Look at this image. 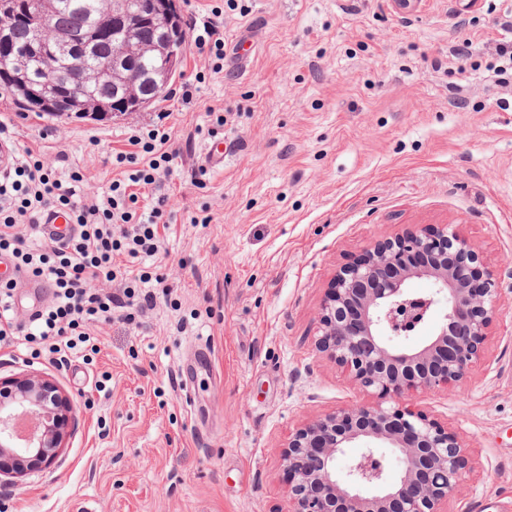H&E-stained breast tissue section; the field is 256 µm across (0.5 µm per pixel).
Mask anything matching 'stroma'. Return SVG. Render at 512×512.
Instances as JSON below:
<instances>
[{
    "mask_svg": "<svg viewBox=\"0 0 512 512\" xmlns=\"http://www.w3.org/2000/svg\"><path fill=\"white\" fill-rule=\"evenodd\" d=\"M186 43L166 94L109 121L22 110L0 88V122L79 196L103 198L132 132H164L174 157L149 204L172 225L163 275L133 324L95 327L91 363L29 365L0 349V378L34 370L78 402L54 465L0 484L7 512H286L280 454L302 423L370 394L315 348L340 266L379 236L455 225L499 278L484 355L462 385L405 403L458 432L468 460L443 512H512V85L488 66L512 0H178ZM218 21L222 70L195 37ZM471 39L466 72L428 58ZM224 116L214 125L210 114ZM224 141V168L201 167ZM210 223H203V216ZM211 351L196 364L193 352Z\"/></svg>",
    "mask_w": 512,
    "mask_h": 512,
    "instance_id": "obj_1",
    "label": "stroma"
}]
</instances>
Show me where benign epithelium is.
<instances>
[{"label":"benign epithelium","mask_w":512,"mask_h":512,"mask_svg":"<svg viewBox=\"0 0 512 512\" xmlns=\"http://www.w3.org/2000/svg\"><path fill=\"white\" fill-rule=\"evenodd\" d=\"M110 38L108 50L96 45ZM185 33L176 0H144L132 13L127 0H97L94 24L66 34L56 0H0V84L18 82L29 55L41 57L47 77L67 64L80 45L98 56L91 66L70 68L66 84L50 90L24 84L40 111L69 115L87 108L79 90L112 87L92 116L100 120L140 112L163 94L179 72ZM150 56L152 73L126 69ZM427 278L434 288L407 287ZM500 282L480 254L451 224L409 229L381 237L359 260L341 267L319 307L315 347L374 401L340 407L299 426L281 454L288 481L287 512H442L448 495L465 480L467 460L458 434L404 402L411 391L432 392L463 383L482 360L496 320ZM443 318L422 345L391 341L415 335L435 307ZM73 416L69 397L35 374L0 379V477H22L51 467ZM353 443L363 445L344 478L336 462ZM382 448L396 454L401 471L388 473Z\"/></svg>","instance_id":"1"}]
</instances>
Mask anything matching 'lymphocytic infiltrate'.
<instances>
[{
    "label": "lymphocytic infiltrate",
    "instance_id": "lymphocytic-infiltrate-1",
    "mask_svg": "<svg viewBox=\"0 0 512 512\" xmlns=\"http://www.w3.org/2000/svg\"><path fill=\"white\" fill-rule=\"evenodd\" d=\"M128 141L132 152L116 153L115 161L129 169L99 200L77 199L75 185L81 175L74 171L61 180L28 149L13 170L0 177V253H9L29 277L46 281L51 292L50 303L23 323L11 308L14 283H0L1 349L16 347L31 358L63 366L72 356L94 350L95 323L117 315L134 321V289H126L122 303L99 284L120 273L118 257L133 264L157 254L160 229L169 223L166 199L157 197L149 211L140 213L134 189L158 184L171 155L166 137L155 132H136ZM55 209L70 212L75 232L35 243L43 217Z\"/></svg>",
    "mask_w": 512,
    "mask_h": 512
}]
</instances>
